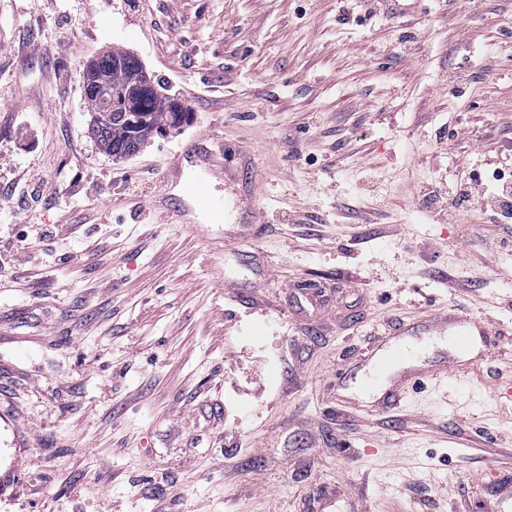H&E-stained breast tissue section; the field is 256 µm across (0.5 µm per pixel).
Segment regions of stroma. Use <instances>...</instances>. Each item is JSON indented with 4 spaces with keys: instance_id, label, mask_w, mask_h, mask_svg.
Here are the masks:
<instances>
[{
    "instance_id": "1",
    "label": "stroma",
    "mask_w": 512,
    "mask_h": 512,
    "mask_svg": "<svg viewBox=\"0 0 512 512\" xmlns=\"http://www.w3.org/2000/svg\"><path fill=\"white\" fill-rule=\"evenodd\" d=\"M505 22L512 0H0V512H484L512 469V223L430 193L512 159ZM115 47L186 107L119 160L82 94ZM194 142L227 166L219 223L171 210ZM450 313L488 326L479 358L376 407V349Z\"/></svg>"
}]
</instances>
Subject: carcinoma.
<instances>
[{"instance_id":"1","label":"carcinoma","mask_w":512,"mask_h":512,"mask_svg":"<svg viewBox=\"0 0 512 512\" xmlns=\"http://www.w3.org/2000/svg\"><path fill=\"white\" fill-rule=\"evenodd\" d=\"M104 69L111 70L112 89L117 103L125 111L126 118L120 122L108 112L111 102L103 100L90 90H83L88 111L92 112L91 132L98 145L109 155L125 156L142 124L155 128L178 126L185 112L175 111L179 102L166 97L160 85L127 90V82L132 72L142 66L134 55L123 50H112L97 59Z\"/></svg>"}]
</instances>
